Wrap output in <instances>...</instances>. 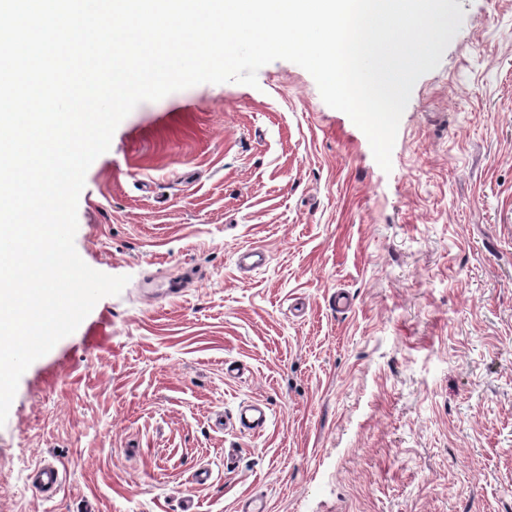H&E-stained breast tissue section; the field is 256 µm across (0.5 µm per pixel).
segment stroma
Returning a JSON list of instances; mask_svg holds the SVG:
<instances>
[{"instance_id": "stroma-1", "label": "stroma", "mask_w": 512, "mask_h": 512, "mask_svg": "<svg viewBox=\"0 0 512 512\" xmlns=\"http://www.w3.org/2000/svg\"><path fill=\"white\" fill-rule=\"evenodd\" d=\"M392 170L277 60L139 104L74 245L128 276L22 375L0 512H502L512 499V0H458ZM264 249L245 272L238 250ZM197 282L165 297L163 280ZM270 406L255 434L219 426ZM51 461L59 489L29 475ZM207 466L212 480L191 482ZM63 480L64 471L50 462H43L36 466L30 476L33 489L41 494L56 490Z\"/></svg>"}]
</instances>
